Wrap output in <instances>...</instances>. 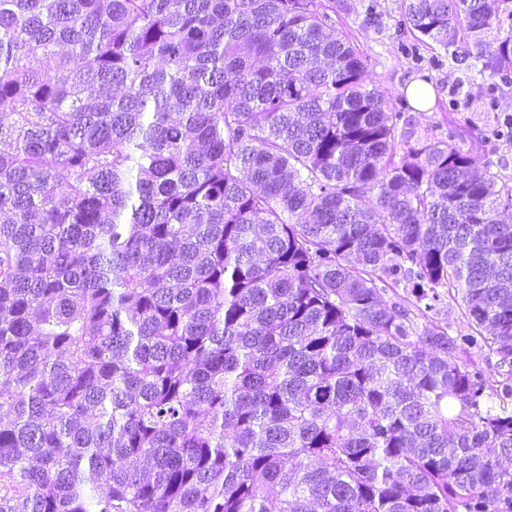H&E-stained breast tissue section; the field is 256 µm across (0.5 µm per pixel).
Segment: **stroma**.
Wrapping results in <instances>:
<instances>
[{"label": "stroma", "instance_id": "35a3bbf8", "mask_svg": "<svg viewBox=\"0 0 512 512\" xmlns=\"http://www.w3.org/2000/svg\"><path fill=\"white\" fill-rule=\"evenodd\" d=\"M329 5V15L335 26L349 30L367 56L368 74L393 96L387 101L389 111L400 110L397 92L416 77L417 68H424L440 100L456 99L460 108L456 117L467 128L483 127L489 118L483 105L481 79L475 72L457 65L450 56H432L423 52L414 58L409 50L411 38L398 25L399 0H323ZM375 5L380 23L365 27L368 5Z\"/></svg>", "mask_w": 512, "mask_h": 512}]
</instances>
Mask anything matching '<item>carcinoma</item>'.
I'll return each instance as SVG.
<instances>
[{"label":"carcinoma","instance_id":"1","mask_svg":"<svg viewBox=\"0 0 512 512\" xmlns=\"http://www.w3.org/2000/svg\"><path fill=\"white\" fill-rule=\"evenodd\" d=\"M389 95L321 0H0V512H512V117Z\"/></svg>","mask_w":512,"mask_h":512}]
</instances>
